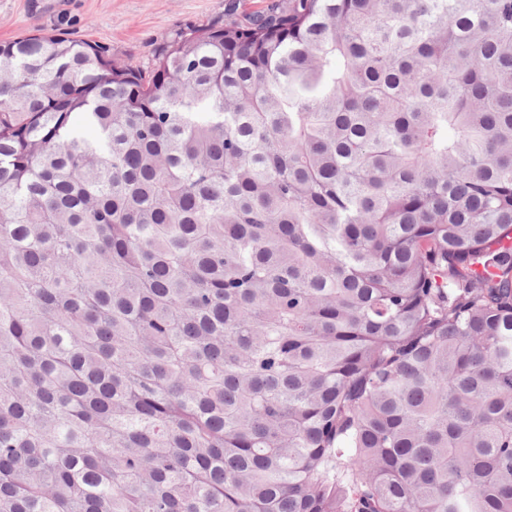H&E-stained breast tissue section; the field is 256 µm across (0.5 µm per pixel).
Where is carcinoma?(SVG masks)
<instances>
[{"instance_id": "obj_1", "label": "carcinoma", "mask_w": 512, "mask_h": 512, "mask_svg": "<svg viewBox=\"0 0 512 512\" xmlns=\"http://www.w3.org/2000/svg\"><path fill=\"white\" fill-rule=\"evenodd\" d=\"M0 512H512V0L0 42Z\"/></svg>"}]
</instances>
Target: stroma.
<instances>
[{
	"instance_id": "stroma-1",
	"label": "stroma",
	"mask_w": 512,
	"mask_h": 512,
	"mask_svg": "<svg viewBox=\"0 0 512 512\" xmlns=\"http://www.w3.org/2000/svg\"><path fill=\"white\" fill-rule=\"evenodd\" d=\"M270 2L0 0V42L35 32H64L98 44L115 65L145 69L176 34L264 10Z\"/></svg>"
}]
</instances>
